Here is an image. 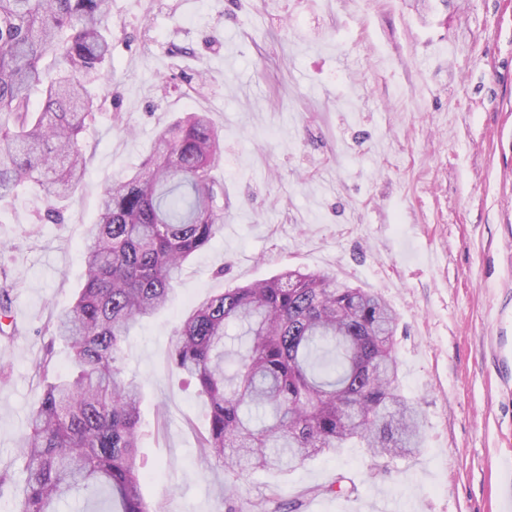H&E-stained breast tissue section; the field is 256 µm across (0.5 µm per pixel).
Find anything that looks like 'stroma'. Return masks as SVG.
Instances as JSON below:
<instances>
[{"mask_svg":"<svg viewBox=\"0 0 512 512\" xmlns=\"http://www.w3.org/2000/svg\"><path fill=\"white\" fill-rule=\"evenodd\" d=\"M112 66L81 142L87 171L62 220L25 188L0 202V271L16 284L0 335V512H18L20 436L42 383L31 361L84 280L104 190L157 134L208 113L224 138L212 174L224 229L189 262L168 308L124 344L143 386L137 463L155 512H226L204 466L209 405L170 355L182 315L284 267L382 296L398 318L399 392L425 415L419 450L375 465L321 455L240 484L236 512L272 486L300 512H502L512 462V0H110ZM345 476L352 495H308Z\"/></svg>","mask_w":512,"mask_h":512,"instance_id":"obj_1","label":"stroma"}]
</instances>
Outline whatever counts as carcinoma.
I'll return each mask as SVG.
<instances>
[{"instance_id": "cac0c4a2", "label": "carcinoma", "mask_w": 512, "mask_h": 512, "mask_svg": "<svg viewBox=\"0 0 512 512\" xmlns=\"http://www.w3.org/2000/svg\"><path fill=\"white\" fill-rule=\"evenodd\" d=\"M108 14L109 0H0V201L35 187L56 224L87 167L81 134L100 105ZM223 150L210 118L188 112L159 133L137 171L103 192L85 283L53 329L74 369L45 386L20 439L21 512H57L71 491L91 486L107 491L108 512H156L136 465L143 390L124 373L122 343L167 307L185 263L222 229L224 188L212 170ZM13 291L0 277L1 314ZM231 325L248 344L227 369ZM396 329L375 292L298 269L228 288L181 318L171 362L209 401L199 451L225 469V499L246 472L286 474L351 443L376 463L414 454L423 418L397 393ZM51 361L49 344L35 374L48 377ZM301 506L277 490L255 504L256 512Z\"/></svg>"}]
</instances>
